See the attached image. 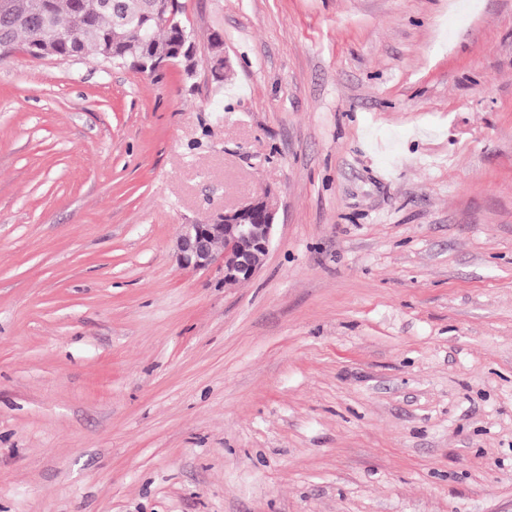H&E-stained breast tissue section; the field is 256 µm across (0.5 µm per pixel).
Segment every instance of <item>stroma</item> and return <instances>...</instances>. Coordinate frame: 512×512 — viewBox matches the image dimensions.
<instances>
[{
  "instance_id": "stroma-1",
  "label": "stroma",
  "mask_w": 512,
  "mask_h": 512,
  "mask_svg": "<svg viewBox=\"0 0 512 512\" xmlns=\"http://www.w3.org/2000/svg\"><path fill=\"white\" fill-rule=\"evenodd\" d=\"M182 3L155 75L0 59V512H512V0ZM276 210L269 198L247 200L216 214L205 224H183L177 236V261L183 268H220L225 284L249 281L268 254L276 228ZM223 244L224 251L214 248ZM215 245V246H216Z\"/></svg>"
}]
</instances>
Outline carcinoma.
Masks as SVG:
<instances>
[{
  "mask_svg": "<svg viewBox=\"0 0 512 512\" xmlns=\"http://www.w3.org/2000/svg\"><path fill=\"white\" fill-rule=\"evenodd\" d=\"M180 0H87L84 11L75 0H10L0 14V36L11 49L29 51L39 39L50 42L56 58L92 57L139 70L191 38Z\"/></svg>",
  "mask_w": 512,
  "mask_h": 512,
  "instance_id": "cac0c4a2",
  "label": "carcinoma"
}]
</instances>
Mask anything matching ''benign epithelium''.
<instances>
[{"mask_svg": "<svg viewBox=\"0 0 512 512\" xmlns=\"http://www.w3.org/2000/svg\"><path fill=\"white\" fill-rule=\"evenodd\" d=\"M276 228V210L269 198L247 200L216 214L205 224H183L177 236V261L183 268L209 271L219 268L224 283L249 281L268 254ZM224 242V251L214 248Z\"/></svg>", "mask_w": 512, "mask_h": 512, "instance_id": "obj_1", "label": "benign epithelium"}]
</instances>
